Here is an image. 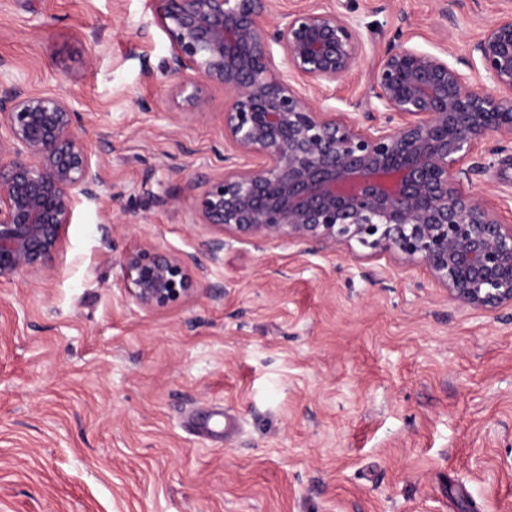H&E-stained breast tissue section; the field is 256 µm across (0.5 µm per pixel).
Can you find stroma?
<instances>
[{"label":"stroma","instance_id":"1","mask_svg":"<svg viewBox=\"0 0 512 512\" xmlns=\"http://www.w3.org/2000/svg\"><path fill=\"white\" fill-rule=\"evenodd\" d=\"M441 5L351 0L368 53L330 107L364 101L396 30L462 55L512 0ZM169 55L155 0H0V82L71 100L104 180L50 272L0 283V512H512V305L388 254L230 238L187 300L132 299L126 253L214 235L188 187L219 172L226 97L203 83L188 111ZM472 189L512 224V152Z\"/></svg>","mask_w":512,"mask_h":512}]
</instances>
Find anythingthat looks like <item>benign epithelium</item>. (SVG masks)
<instances>
[{
  "mask_svg": "<svg viewBox=\"0 0 512 512\" xmlns=\"http://www.w3.org/2000/svg\"><path fill=\"white\" fill-rule=\"evenodd\" d=\"M156 2L170 95L198 108L204 81L228 95L223 171L191 196L194 223L217 233L202 243L211 260L226 235L357 245L426 266L474 309L512 304V224L494 197L468 189L512 146V11L467 58L388 44L367 74L359 118L314 103L366 55L358 27L334 6L311 0L273 21L274 0ZM483 76L492 90L476 88ZM81 126L67 98L0 83V283L49 272L74 201L97 197L102 176ZM198 267L194 254L150 244L122 260L129 294L150 310L188 298Z\"/></svg>",
  "mask_w": 512,
  "mask_h": 512,
  "instance_id": "7a95c632",
  "label": "benign epithelium"
}]
</instances>
